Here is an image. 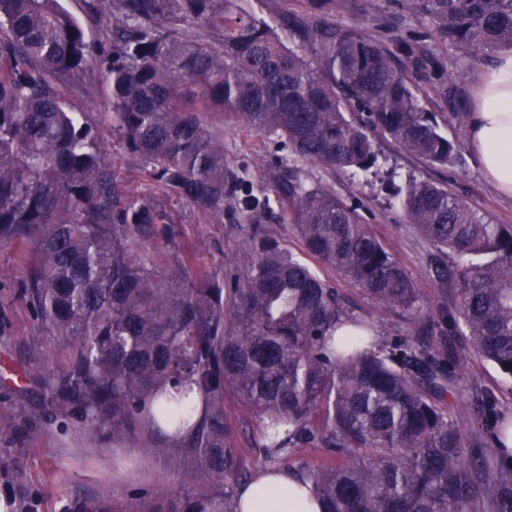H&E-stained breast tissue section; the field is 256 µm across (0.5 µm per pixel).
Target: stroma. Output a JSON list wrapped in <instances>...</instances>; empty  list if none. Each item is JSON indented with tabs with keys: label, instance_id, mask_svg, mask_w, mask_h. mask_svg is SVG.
Returning <instances> with one entry per match:
<instances>
[{
	"label": "stroma",
	"instance_id": "35a3bbf8",
	"mask_svg": "<svg viewBox=\"0 0 512 512\" xmlns=\"http://www.w3.org/2000/svg\"><path fill=\"white\" fill-rule=\"evenodd\" d=\"M405 0H378L376 14L366 12L368 0H340L334 17L346 25L362 21L364 33L380 46H393L406 37L416 54L435 57L441 67H452L462 75L463 95L449 102L437 81L417 76L422 108L434 115L441 131L457 140L459 149L448 165H431L401 150L389 137L374 134L384 161L377 172L351 175L299 159L279 149L265 135L209 114L208 120L224 138V156L231 166L246 171L251 182L273 193L278 176L298 172L309 183L330 189L337 198L357 209L382 244L394 255L405 275L420 290V304L433 312L454 297L453 288L433 282L435 267L444 262L417 225L410 223L394 192L414 179L448 186L479 215L494 224L512 225V199L501 196L481 171L467 143L473 93L487 57H469L456 48L437 43L429 24L404 6ZM98 46L112 40L111 0H60ZM62 99L85 121L109 126L110 95L100 73L58 85ZM103 166L119 180L128 202L153 205L162 217L158 237L146 240L141 249L148 254L158 276H166L185 264V287L203 281L223 282L227 258L247 247L239 215L225 212L216 220L164 191L147 178L139 162L128 155L118 134L108 136ZM318 273L336 288L349 316L371 321L377 335L406 336L422 341L416 322L402 311L379 312L376 304L358 288L339 278L327 267ZM30 276L28 249L0 245V360L23 369V385L12 384L7 367H0V454L14 461L9 473L0 475V499L8 512H138L140 493L165 489L180 495L182 487L174 462L163 452L162 440L147 430L98 444L90 440L76 415L60 411L46 413L40 405L36 376L59 369L63 343L42 326L22 299L19 290ZM442 348L464 357L463 380L467 413L478 410L477 391L499 390L501 408L512 417V392L501 390V375L490 362L471 354L465 336L444 337ZM224 414L235 432L249 472L265 466L259 425L246 413L234 394L224 397Z\"/></svg>",
	"mask_w": 512,
	"mask_h": 512
}]
</instances>
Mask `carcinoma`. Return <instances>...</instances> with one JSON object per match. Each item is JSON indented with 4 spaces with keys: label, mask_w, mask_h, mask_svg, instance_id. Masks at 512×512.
Masks as SVG:
<instances>
[{
    "label": "carcinoma",
    "mask_w": 512,
    "mask_h": 512,
    "mask_svg": "<svg viewBox=\"0 0 512 512\" xmlns=\"http://www.w3.org/2000/svg\"><path fill=\"white\" fill-rule=\"evenodd\" d=\"M308 2L303 14L281 15L285 42L239 0H112L118 25L101 49L58 0H0V244H33L23 298L68 356L38 379L43 407H75L93 439L137 426L164 435L185 492L159 489L142 512H237L225 481L245 461L224 416L228 391L258 418L268 468H290L303 448L325 451L324 464L294 469L323 512H512V454H496L512 421L497 393L485 391L464 423L456 397L465 359L405 336L379 340L369 322L345 316L336 289L304 259L382 309L416 315L432 337L437 323L394 256L355 208L295 171L274 197L255 191L203 118L218 112L334 169L376 167L373 131L448 164L457 144L398 64L407 42L383 48L358 23L334 21L337 0ZM407 2L436 40L466 55L512 51V0ZM97 59L112 129L142 171L200 211L220 218L232 205L251 221L227 285L182 288L185 265L158 279L139 253L161 215L124 199L101 165L105 129L56 90ZM399 195L411 223L453 260L437 271L456 286L441 313L448 331L512 381V225L430 183L411 181ZM276 205L299 254L261 224ZM344 321L358 335L336 337Z\"/></svg>",
    "instance_id": "1"
}]
</instances>
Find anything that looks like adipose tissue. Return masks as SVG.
<instances>
[{"mask_svg":"<svg viewBox=\"0 0 512 512\" xmlns=\"http://www.w3.org/2000/svg\"><path fill=\"white\" fill-rule=\"evenodd\" d=\"M468 144L484 175L512 198V54L487 66L474 91ZM238 512H322L309 484L288 471L261 469L237 492Z\"/></svg>","mask_w":512,"mask_h":512,"instance_id":"ef3b65f1","label":"adipose tissue"}]
</instances>
